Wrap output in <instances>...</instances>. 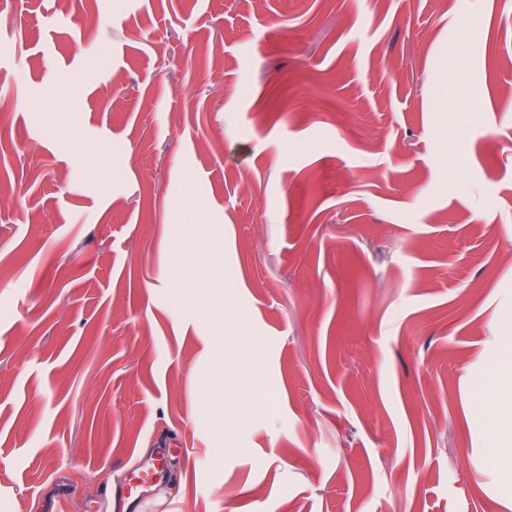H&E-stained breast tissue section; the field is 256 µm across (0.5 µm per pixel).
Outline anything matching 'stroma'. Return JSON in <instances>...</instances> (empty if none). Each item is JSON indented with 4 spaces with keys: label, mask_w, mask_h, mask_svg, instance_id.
<instances>
[{
    "label": "stroma",
    "mask_w": 512,
    "mask_h": 512,
    "mask_svg": "<svg viewBox=\"0 0 512 512\" xmlns=\"http://www.w3.org/2000/svg\"><path fill=\"white\" fill-rule=\"evenodd\" d=\"M2 42L0 512H113L160 448L127 512H512L475 421L512 332V0H0ZM188 202L220 361L171 306ZM219 295L216 294L213 303L209 307L208 316L213 322L212 335L207 336L208 346L215 353H224V343L236 336V330L232 326L225 328L224 317L218 310ZM201 390L209 405L207 416L213 428L221 435H224V416L221 414V407L224 408V380H203Z\"/></svg>",
    "instance_id": "1"
}]
</instances>
